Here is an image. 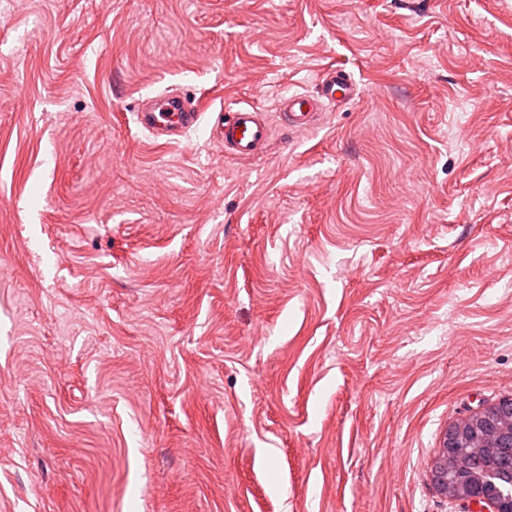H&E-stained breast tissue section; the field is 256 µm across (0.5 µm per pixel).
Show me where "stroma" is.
<instances>
[{
    "instance_id": "obj_1",
    "label": "stroma",
    "mask_w": 512,
    "mask_h": 512,
    "mask_svg": "<svg viewBox=\"0 0 512 512\" xmlns=\"http://www.w3.org/2000/svg\"><path fill=\"white\" fill-rule=\"evenodd\" d=\"M504 397L512 0H0V512H459L444 432ZM357 95L358 86L350 73L336 67L318 78L315 94L294 93L282 100L281 110L290 131L305 130L317 123L320 112L347 104ZM134 115L155 139L169 141L185 136L197 125L202 112L186 97L169 94L148 100ZM218 118L217 137L224 150L240 159L254 158L268 145L271 137L269 123L260 118L253 107H239Z\"/></svg>"
}]
</instances>
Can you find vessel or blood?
I'll list each match as a JSON object with an SVG mask.
<instances>
[{"mask_svg":"<svg viewBox=\"0 0 512 512\" xmlns=\"http://www.w3.org/2000/svg\"><path fill=\"white\" fill-rule=\"evenodd\" d=\"M357 94L358 87L350 73L336 67L319 77L315 94H292L282 100L281 109L289 130H305L317 123L323 110L349 103ZM135 117L154 138L169 141L185 136L197 125L201 112L193 101L169 94L148 100ZM215 131L225 151L240 159L257 156L271 137L269 123L251 107L229 111L219 119Z\"/></svg>","mask_w":512,"mask_h":512,"instance_id":"obj_1","label":"vessel or blood"}]
</instances>
